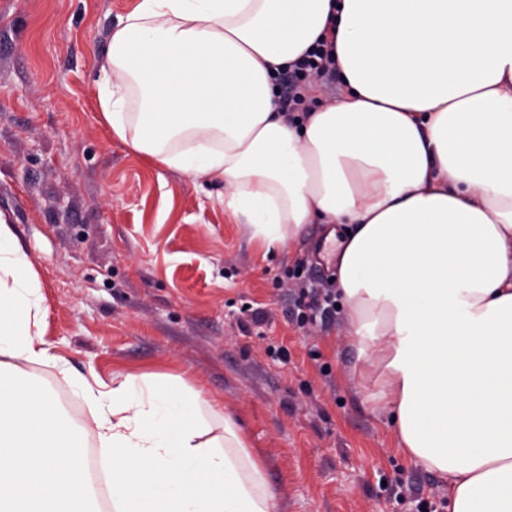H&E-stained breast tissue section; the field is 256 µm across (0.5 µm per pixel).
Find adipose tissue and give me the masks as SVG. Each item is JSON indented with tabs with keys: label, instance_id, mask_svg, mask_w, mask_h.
<instances>
[{
	"label": "adipose tissue",
	"instance_id": "1",
	"mask_svg": "<svg viewBox=\"0 0 512 512\" xmlns=\"http://www.w3.org/2000/svg\"><path fill=\"white\" fill-rule=\"evenodd\" d=\"M322 39L346 93L309 89L287 122L273 76ZM97 87L116 137L223 183L266 250L348 226L336 269L374 409L450 512H512V0H138ZM32 364L65 367L0 215V512H88L91 433L113 512H275L236 421L182 376L77 381L86 428Z\"/></svg>",
	"mask_w": 512,
	"mask_h": 512
}]
</instances>
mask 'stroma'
I'll use <instances>...</instances> for the list:
<instances>
[{
    "mask_svg": "<svg viewBox=\"0 0 512 512\" xmlns=\"http://www.w3.org/2000/svg\"><path fill=\"white\" fill-rule=\"evenodd\" d=\"M135 4L0 0V213L34 259L45 338L70 374L30 377L82 425L72 380L182 375L235 418L277 512H421L422 498L447 512V486L369 402L343 313L295 321L287 270L320 289L336 275L323 225L265 252L225 212L222 183L156 166L104 122L99 64Z\"/></svg>",
    "mask_w": 512,
    "mask_h": 512,
    "instance_id": "35a3bbf8",
    "label": "stroma"
}]
</instances>
